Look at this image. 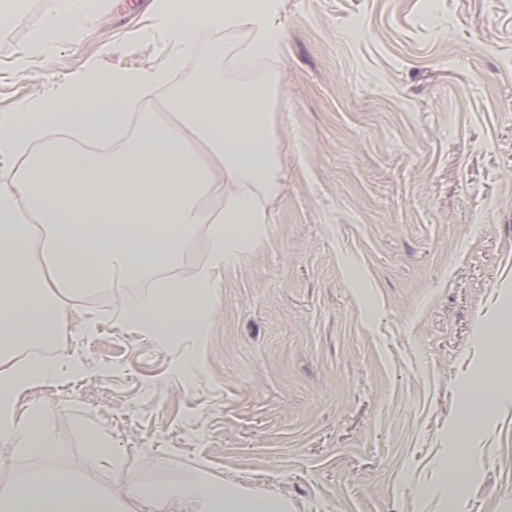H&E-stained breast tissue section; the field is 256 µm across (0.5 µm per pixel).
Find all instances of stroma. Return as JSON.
<instances>
[{"instance_id": "1", "label": "stroma", "mask_w": 512, "mask_h": 512, "mask_svg": "<svg viewBox=\"0 0 512 512\" xmlns=\"http://www.w3.org/2000/svg\"><path fill=\"white\" fill-rule=\"evenodd\" d=\"M56 4L28 0L0 29V113L172 51L159 0H112L78 42L17 72ZM276 21L281 54L253 65L275 83L283 147L267 238L215 269L213 320L187 345L118 320L143 289L80 301L47 357L85 370L32 391L45 444L10 462L56 455L87 471L80 417L144 478L231 481L291 512H441L417 490L464 446L460 512H512V399L469 436L453 424L463 388L512 363V346L483 342L512 304V0H281ZM219 38L225 78L245 81L232 54L247 29L204 28L170 87ZM188 351L187 375L175 366Z\"/></svg>"}]
</instances>
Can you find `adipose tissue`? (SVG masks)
Wrapping results in <instances>:
<instances>
[{"instance_id":"1","label":"adipose tissue","mask_w":512,"mask_h":512,"mask_svg":"<svg viewBox=\"0 0 512 512\" xmlns=\"http://www.w3.org/2000/svg\"><path fill=\"white\" fill-rule=\"evenodd\" d=\"M279 3L176 0L160 18L177 52L157 67L93 68L0 114V159L11 162L0 178V449L22 454L44 445V409L27 395L59 370L19 352L57 335L67 302L154 276L150 292L118 317L179 344L213 313L221 287L213 268L235 269L267 237L265 200L278 185L282 151L268 112L270 79L225 83L218 41L192 82L163 100L175 121L136 106L167 82L181 56L195 52L200 27L249 28L238 66L277 56L285 40L275 21ZM89 18V0H57L17 69L77 40ZM208 197L219 199L216 210L202 208ZM202 231L206 264L188 279L168 276ZM511 395L512 370H487L465 388L456 426L479 430ZM75 427L89 449L88 470L115 473L116 490L45 456L0 482V512H289L284 498L230 483L143 482L126 470L110 436L80 418Z\"/></svg>"}]
</instances>
